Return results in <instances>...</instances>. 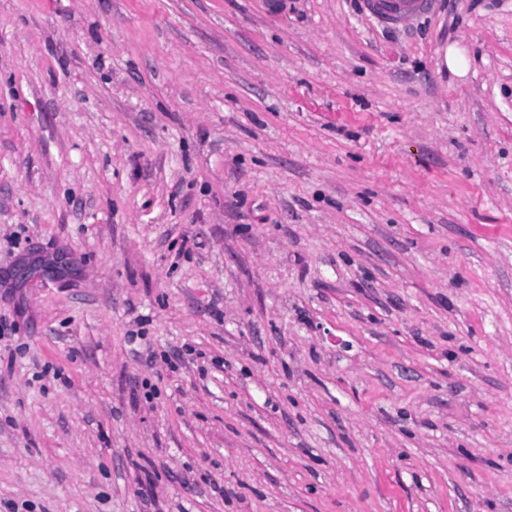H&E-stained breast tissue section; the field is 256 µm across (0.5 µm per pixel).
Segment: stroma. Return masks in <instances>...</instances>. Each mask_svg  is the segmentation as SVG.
<instances>
[{
    "mask_svg": "<svg viewBox=\"0 0 512 512\" xmlns=\"http://www.w3.org/2000/svg\"><path fill=\"white\" fill-rule=\"evenodd\" d=\"M3 317L0 512H512V0H0ZM363 10L390 25H408L433 8L432 0H361Z\"/></svg>",
    "mask_w": 512,
    "mask_h": 512,
    "instance_id": "stroma-1",
    "label": "stroma"
}]
</instances>
